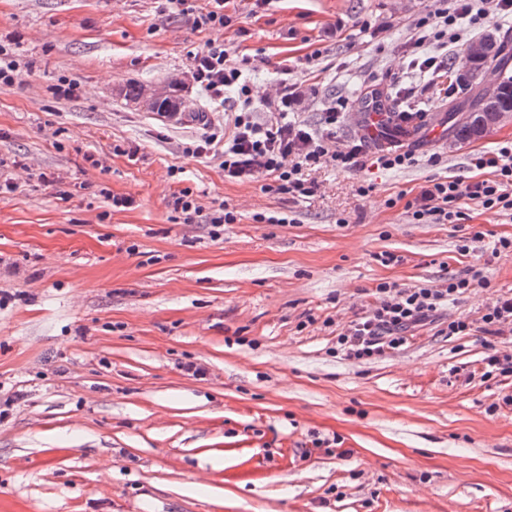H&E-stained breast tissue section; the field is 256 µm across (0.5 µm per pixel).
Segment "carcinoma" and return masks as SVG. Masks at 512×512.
<instances>
[{"label": "carcinoma", "instance_id": "carcinoma-1", "mask_svg": "<svg viewBox=\"0 0 512 512\" xmlns=\"http://www.w3.org/2000/svg\"><path fill=\"white\" fill-rule=\"evenodd\" d=\"M463 64L475 71L491 67L500 76L501 82L486 93H476L459 110L448 113V122L458 139L469 141L478 138V121L482 113L489 110L512 109V76L503 72L505 65L501 49L490 45L487 54L479 59H463Z\"/></svg>", "mask_w": 512, "mask_h": 512}]
</instances>
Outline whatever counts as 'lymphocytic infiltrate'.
Returning a JSON list of instances; mask_svg holds the SVG:
<instances>
[{"mask_svg":"<svg viewBox=\"0 0 512 512\" xmlns=\"http://www.w3.org/2000/svg\"><path fill=\"white\" fill-rule=\"evenodd\" d=\"M507 17H512V0H437L436 7L412 25L407 42L410 69L423 76L427 85L444 84L456 63L457 46L479 37L491 19ZM190 73L210 102L221 105L227 93L235 95L236 108L230 119L206 123L203 136L184 148L191 156L218 155L225 178L245 181L264 177L267 193L295 202L317 194L319 185L309 176L312 170L324 166L348 172L364 168V138L344 140L338 134L354 110L349 97L332 98L323 109L319 127L314 128L293 119L303 94L297 84L284 81L276 98L267 103L272 118L263 121L252 109L249 82L223 43L210 41L191 53ZM470 164L481 171V178H433L420 187L407 204L415 223H460L466 218L463 203L467 200L512 216V142L474 154ZM483 283L477 274L451 278L438 289L380 283L370 310L355 314L338 334L339 349L357 359H373L399 349L416 328L436 322L449 298ZM508 325L512 326V294L500 296L479 320L463 316L450 321L448 333L467 336L477 329L497 336Z\"/></svg>","mask_w":512,"mask_h":512,"instance_id":"f902f5d3","label":"lymphocytic infiltrate"}]
</instances>
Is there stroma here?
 I'll list each match as a JSON object with an SVG mask.
<instances>
[{
  "mask_svg": "<svg viewBox=\"0 0 512 512\" xmlns=\"http://www.w3.org/2000/svg\"><path fill=\"white\" fill-rule=\"evenodd\" d=\"M433 7L227 0L230 23L200 32L159 0H0L18 64L0 88V174L17 184L0 193V512H512V376H483L512 334L444 333L512 293V254H491L512 217L469 202L467 223L417 224L405 209L426 180L471 176V155L512 140V124L467 142L416 135L405 169H321L296 204L183 152L203 131L191 113L224 117L188 73L205 41L242 65L258 113L281 77L309 89L315 126L326 98L403 75L411 25ZM64 80L75 98L56 94ZM133 84L171 86L178 120L129 102ZM184 189L235 222L216 238L176 223ZM274 212L289 223L258 222ZM474 230L479 249L460 254ZM475 270L485 286L399 350L337 352L379 283Z\"/></svg>",
  "mask_w": 512,
  "mask_h": 512,
  "instance_id": "35a3bbf8",
  "label": "stroma"
}]
</instances>
